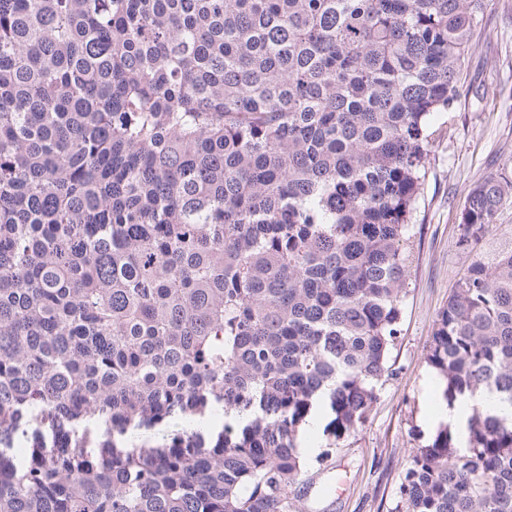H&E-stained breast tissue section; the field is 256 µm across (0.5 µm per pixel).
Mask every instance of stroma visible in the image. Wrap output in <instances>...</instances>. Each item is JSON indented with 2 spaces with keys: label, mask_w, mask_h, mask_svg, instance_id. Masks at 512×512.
I'll list each match as a JSON object with an SVG mask.
<instances>
[{
  "label": "stroma",
  "mask_w": 512,
  "mask_h": 512,
  "mask_svg": "<svg viewBox=\"0 0 512 512\" xmlns=\"http://www.w3.org/2000/svg\"><path fill=\"white\" fill-rule=\"evenodd\" d=\"M435 131L410 228L413 262L400 324L390 352L391 374L358 432L328 446L312 426L308 469L293 488L305 512H395L410 455L441 425V376L427 348L441 311L474 261L512 246V196L488 233L459 245L469 192L492 176L512 178V0H490L468 55L451 109L434 113Z\"/></svg>",
  "instance_id": "obj_1"
}]
</instances>
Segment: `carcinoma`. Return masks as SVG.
<instances>
[{
  "label": "carcinoma",
  "mask_w": 512,
  "mask_h": 512,
  "mask_svg": "<svg viewBox=\"0 0 512 512\" xmlns=\"http://www.w3.org/2000/svg\"><path fill=\"white\" fill-rule=\"evenodd\" d=\"M488 2L0 0V512H302L315 409L354 433L389 375ZM511 192L469 193L460 245ZM427 360L498 411L412 452L398 512H512V250Z\"/></svg>",
  "instance_id": "cac0c4a2"
}]
</instances>
